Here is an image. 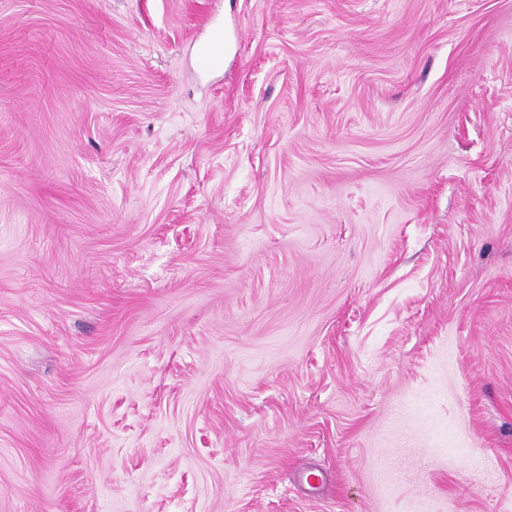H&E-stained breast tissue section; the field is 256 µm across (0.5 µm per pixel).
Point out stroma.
Instances as JSON below:
<instances>
[{"label":"stroma","instance_id":"stroma-1","mask_svg":"<svg viewBox=\"0 0 512 512\" xmlns=\"http://www.w3.org/2000/svg\"><path fill=\"white\" fill-rule=\"evenodd\" d=\"M0 512H512V0H0ZM222 30L214 26L208 42L202 44L198 50V65L202 70H208L220 66L223 63Z\"/></svg>","mask_w":512,"mask_h":512}]
</instances>
